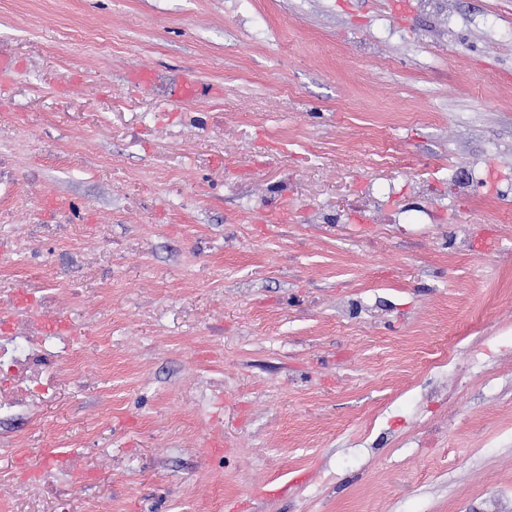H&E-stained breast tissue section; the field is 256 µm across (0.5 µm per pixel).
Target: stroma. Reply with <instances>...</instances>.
Returning a JSON list of instances; mask_svg holds the SVG:
<instances>
[{"label": "stroma", "instance_id": "1", "mask_svg": "<svg viewBox=\"0 0 512 512\" xmlns=\"http://www.w3.org/2000/svg\"><path fill=\"white\" fill-rule=\"evenodd\" d=\"M393 2L0 0L7 221L72 205L63 266L111 239L61 284L107 333L24 447L0 424V504L38 503L28 471L75 438L76 512L512 505V0ZM223 383H215L211 378L206 377L205 386H199V390L189 392L184 395V400L194 405L202 419L207 418L205 404L208 405L210 399L216 394L223 392Z\"/></svg>", "mask_w": 512, "mask_h": 512}]
</instances>
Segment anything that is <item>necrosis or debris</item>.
Segmentation results:
<instances>
[{
    "label": "necrosis or debris",
    "instance_id": "necrosis-or-debris-1",
    "mask_svg": "<svg viewBox=\"0 0 512 512\" xmlns=\"http://www.w3.org/2000/svg\"><path fill=\"white\" fill-rule=\"evenodd\" d=\"M101 333L97 322H80L75 300L47 289L28 293L0 283V423L32 421L54 390L58 373L78 374L79 349ZM79 456L76 448L54 453L52 463L36 475L44 493L40 512H71L56 481L58 472H66L74 483H92V474L77 464Z\"/></svg>",
    "mask_w": 512,
    "mask_h": 512
}]
</instances>
